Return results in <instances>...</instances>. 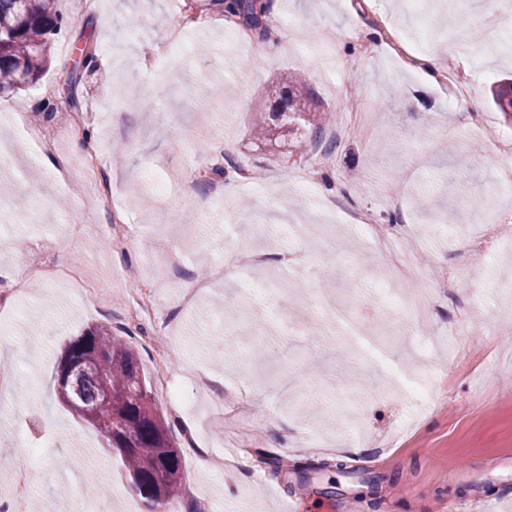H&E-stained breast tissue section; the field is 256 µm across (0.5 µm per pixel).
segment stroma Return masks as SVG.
<instances>
[{
  "label": "stroma",
  "instance_id": "obj_1",
  "mask_svg": "<svg viewBox=\"0 0 512 512\" xmlns=\"http://www.w3.org/2000/svg\"><path fill=\"white\" fill-rule=\"evenodd\" d=\"M177 2L56 0L47 67L0 96V114L18 115L14 155L27 160L0 169V275L76 264L110 297L90 307L63 279L0 297V500L18 461L33 472L37 512H56L62 492L73 510L88 495L96 512H129L136 494L106 438L56 394L64 344L98 324L142 360L149 343L170 348L172 379L197 404L158 406L215 512H282L292 497L318 512L327 496L361 500L364 512H502L495 499L512 498V234L502 232L512 227V125L492 90L512 74V22L500 0H267L271 54L210 0H196L202 25L172 42ZM390 24L427 40L441 79L396 56ZM200 43L211 53L196 68L187 59ZM148 52L156 71L143 65ZM290 77L331 117L322 147L305 154L254 136L267 84ZM188 84L201 94L186 96ZM460 84L470 93L449 107ZM48 85L73 111L95 103L106 115L85 131L116 206L139 227L125 250L111 247L74 141L48 154L25 134L56 128L42 114ZM238 167L263 178L239 187ZM62 168L66 181L52 183ZM299 170L307 187L290 180ZM159 181L170 196L156 194ZM216 183L233 195L211 194ZM363 204L376 223L416 230L418 277L397 279L351 226ZM488 224L499 233L462 256ZM244 246L265 263L227 268ZM455 269L448 300L436 282ZM144 282L153 313L130 317L122 299ZM189 284L197 297L186 306ZM421 290L434 301L416 322L404 297ZM228 389L244 396L231 433ZM345 442L360 453L336 455ZM373 484L379 496L368 495Z\"/></svg>",
  "mask_w": 512,
  "mask_h": 512
}]
</instances>
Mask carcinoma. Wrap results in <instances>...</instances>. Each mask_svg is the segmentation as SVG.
Returning a JSON list of instances; mask_svg holds the SVG:
<instances>
[{"label":"carcinoma","instance_id":"obj_1","mask_svg":"<svg viewBox=\"0 0 512 512\" xmlns=\"http://www.w3.org/2000/svg\"><path fill=\"white\" fill-rule=\"evenodd\" d=\"M224 17H238L265 37L268 30L261 17L262 0H212ZM61 25L55 0H0V94L19 88L23 77L36 78L48 61L49 36ZM512 90V82L501 81L493 89V101L506 121L512 124V111L502 100ZM266 95L277 106L297 98L294 86L279 82L268 85ZM274 126L290 132L304 127L300 142L315 146L324 130L306 110L272 112ZM91 337L90 371L77 380L80 403L68 409L108 438L120 455L126 479L144 500L147 508L167 505L180 495L183 462L173 450L168 423L161 414L150 415L144 400H153L139 353L106 326H93L66 343L64 353Z\"/></svg>","mask_w":512,"mask_h":512}]
</instances>
